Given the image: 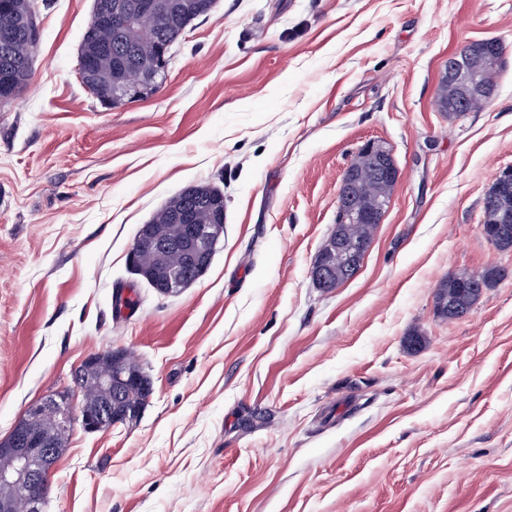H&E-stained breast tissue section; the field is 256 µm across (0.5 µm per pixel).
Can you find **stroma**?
<instances>
[{"mask_svg":"<svg viewBox=\"0 0 512 512\" xmlns=\"http://www.w3.org/2000/svg\"><path fill=\"white\" fill-rule=\"evenodd\" d=\"M92 5L37 0L32 78L0 107V440L79 403L92 354L128 350L154 391L133 424L71 430L44 512H512V251L480 232L512 167V0H216L115 107L78 74ZM490 38L496 96L449 119V55ZM370 140L400 179L326 293L309 270ZM190 185L223 191L224 238L161 296L129 249ZM486 267L509 275L442 319L440 279ZM154 74H137L131 81L120 84L112 91V106L125 101L144 97L147 93L154 90L157 81Z\"/></svg>","mask_w":512,"mask_h":512,"instance_id":"stroma-1","label":"stroma"}]
</instances>
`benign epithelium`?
<instances>
[{
    "instance_id": "obj_1",
    "label": "benign epithelium",
    "mask_w": 512,
    "mask_h": 512,
    "mask_svg": "<svg viewBox=\"0 0 512 512\" xmlns=\"http://www.w3.org/2000/svg\"><path fill=\"white\" fill-rule=\"evenodd\" d=\"M99 10L108 15L117 27L125 24L128 17V11L120 0H106L99 6ZM475 53L482 55L484 61L493 67L499 66L502 60L501 54L476 42L469 49L449 56L448 67L441 76V79L458 86L460 103L464 107L483 100L479 77L472 65ZM156 86L155 75L138 74L131 81L115 87L112 91V105L127 99L141 98ZM362 151L370 158L371 167L365 172L346 168L338 189V224L334 225L328 241V247L336 251L335 262H330L327 255L320 252L309 271L315 287L325 291L340 286L332 278L334 264L343 268L345 280L349 281L360 271L370 249V244L364 241L346 239L340 231V225L380 224L390 206L389 198L379 200L372 206L361 203L356 195L357 182L365 177L386 179L393 183L399 179V168L391 149L381 143L368 141L362 145ZM214 202L217 219L212 224H193L187 212L175 215L176 223L182 225L181 237L176 242L152 238L142 233L136 235L130 249L132 258L144 248L159 252L176 248L188 257L191 272L185 274L180 269H171L159 280L144 274L138 265L131 266L141 279L156 288L157 293H176L194 283L208 269L216 246L224 237V196L216 194ZM98 384L105 397L92 406L81 405L76 415V421L87 433L108 431L112 425L137 414L141 404L128 402L127 393L130 390L137 389L148 396L153 392L152 385L140 375L126 378L122 375L114 376L110 371L104 372ZM47 413L53 415L60 428L70 426L69 412L61 410L56 404L39 403L29 409L28 418L17 424L7 439L0 441V458L9 460V465L0 467V487L9 489V493L0 495V512H43L47 499L46 480L61 454L55 432L33 424V420Z\"/></svg>"
}]
</instances>
